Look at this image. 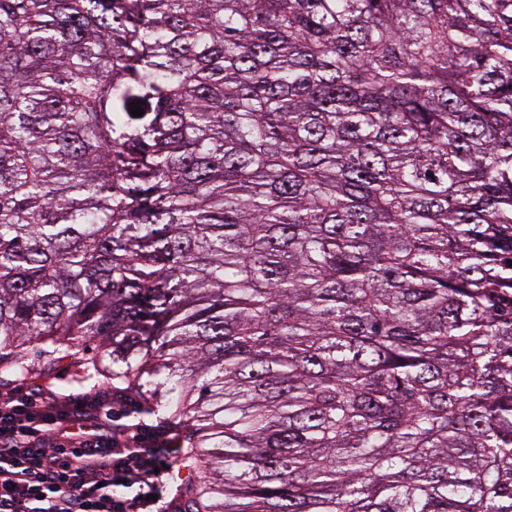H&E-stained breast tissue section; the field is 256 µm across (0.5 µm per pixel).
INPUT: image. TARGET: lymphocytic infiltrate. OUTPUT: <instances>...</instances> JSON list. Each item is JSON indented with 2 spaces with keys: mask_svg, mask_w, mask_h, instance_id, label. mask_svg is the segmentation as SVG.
<instances>
[{
  "mask_svg": "<svg viewBox=\"0 0 512 512\" xmlns=\"http://www.w3.org/2000/svg\"><path fill=\"white\" fill-rule=\"evenodd\" d=\"M128 412L107 392L0 394V512H168L161 494L178 450L148 424L106 429Z\"/></svg>",
  "mask_w": 512,
  "mask_h": 512,
  "instance_id": "f902f5d3",
  "label": "lymphocytic infiltrate"
}]
</instances>
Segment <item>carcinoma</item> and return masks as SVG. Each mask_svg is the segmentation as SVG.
<instances>
[{"label":"carcinoma","mask_w":512,"mask_h":512,"mask_svg":"<svg viewBox=\"0 0 512 512\" xmlns=\"http://www.w3.org/2000/svg\"><path fill=\"white\" fill-rule=\"evenodd\" d=\"M34 353L171 425L180 512H512V0H0Z\"/></svg>","instance_id":"carcinoma-1"}]
</instances>
